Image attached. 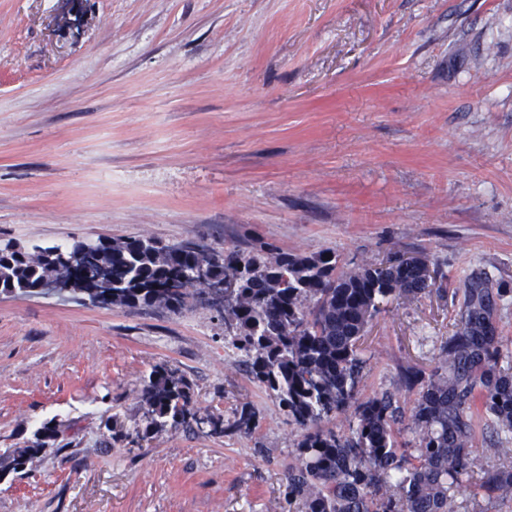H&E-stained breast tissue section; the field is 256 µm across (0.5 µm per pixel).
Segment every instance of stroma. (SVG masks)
<instances>
[{
	"label": "stroma",
	"mask_w": 512,
	"mask_h": 512,
	"mask_svg": "<svg viewBox=\"0 0 512 512\" xmlns=\"http://www.w3.org/2000/svg\"><path fill=\"white\" fill-rule=\"evenodd\" d=\"M141 234L434 259L446 296L370 322L365 394L431 371L476 281L512 364V0H0V239ZM158 365L253 432L139 437ZM300 435L217 309L0 298V455L41 449L0 512H288Z\"/></svg>",
	"instance_id": "1"
}]
</instances>
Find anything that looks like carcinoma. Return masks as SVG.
<instances>
[{"label": "carcinoma", "instance_id": "1", "mask_svg": "<svg viewBox=\"0 0 512 512\" xmlns=\"http://www.w3.org/2000/svg\"><path fill=\"white\" fill-rule=\"evenodd\" d=\"M88 243L0 248V295L27 297L54 278ZM201 244L167 245L148 236L99 241L79 270L106 267L110 300L102 308L165 309L202 305L205 286L224 289V338L251 378L306 430L288 466L286 497L297 512H457L453 491L472 485L490 501H512V448L487 445L486 430L512 433V366L501 360L491 289H468L458 323L442 342L428 374L410 369L402 385L410 411L395 393L363 394L366 360L359 349L367 325L391 299L416 298L436 287L439 269L426 255L395 253L379 263L340 266L335 251L309 256L265 245L212 248L205 268ZM143 436L166 426H194L208 435L250 433L256 413L244 405L234 421L195 406L189 381L154 368L140 390ZM480 406H475V403ZM349 414L347 431L322 426ZM413 439L400 440L403 429ZM40 448L0 457V469L23 470Z\"/></svg>", "mask_w": 512, "mask_h": 512}]
</instances>
